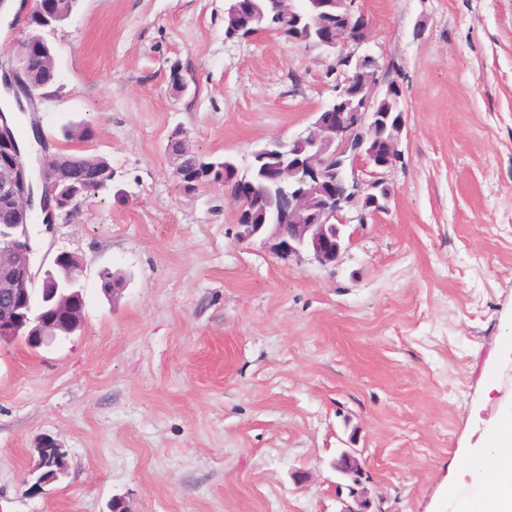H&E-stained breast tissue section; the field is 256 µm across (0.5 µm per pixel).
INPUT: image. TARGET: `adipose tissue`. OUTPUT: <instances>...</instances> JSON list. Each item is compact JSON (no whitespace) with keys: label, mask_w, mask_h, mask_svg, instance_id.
I'll use <instances>...</instances> for the list:
<instances>
[{"label":"adipose tissue","mask_w":512,"mask_h":512,"mask_svg":"<svg viewBox=\"0 0 512 512\" xmlns=\"http://www.w3.org/2000/svg\"><path fill=\"white\" fill-rule=\"evenodd\" d=\"M463 467L465 482L448 489L459 512H512V398L500 401Z\"/></svg>","instance_id":"obj_1"}]
</instances>
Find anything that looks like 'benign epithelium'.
Listing matches in <instances>:
<instances>
[{"label": "benign epithelium", "instance_id": "1", "mask_svg": "<svg viewBox=\"0 0 512 512\" xmlns=\"http://www.w3.org/2000/svg\"><path fill=\"white\" fill-rule=\"evenodd\" d=\"M26 20H31L36 9H41L42 20L49 26L56 21L52 0H22ZM235 11L246 27L242 38L247 39L261 31L281 34L250 14L240 11L235 0ZM356 0H316L320 7L345 8L347 16L336 25H314V45L329 52L348 45L360 46L369 38L371 26L367 16L355 7ZM44 39L20 42L15 49L0 54V79L4 90L13 94L21 111L33 112L37 101L44 98L30 81L25 60L34 53H49ZM347 62L344 79L336 85V96L331 104L316 113L307 132L291 141H269L254 155V162L264 165L270 182L279 191L281 221L276 224H240L238 238L242 242L261 239L270 242L285 259L307 253L322 266L336 265L345 246L343 227L347 220L341 215L344 208L356 210V220L363 224L370 217L387 211L388 202L379 201L374 191L385 183L383 174L400 159L399 145L406 126L405 112L397 113L395 134L380 141L374 149L375 132L380 125V114L375 111L377 97L394 93L383 74L387 66L376 63L370 55L354 57V53L338 55ZM35 143L40 147L36 158L19 147L13 119L0 111V166L7 172V182L0 185L14 203L16 223L0 229V345H10L25 333L38 330L40 319L28 316L31 312L29 283L41 279L51 283L50 268L45 262L35 263V250L29 230L33 211L44 207L46 199L56 202L46 209L47 224H52L55 212L64 211L57 203V185L48 173L50 155L45 140ZM371 168L370 179L359 177V165ZM215 183L224 186L236 206V219L247 212L253 190L246 180L239 178L237 166L230 173L220 175ZM337 472L348 477V496L353 504L341 512H369L365 492L359 489L361 464L355 449L343 451L334 464Z\"/></svg>", "mask_w": 512, "mask_h": 512}]
</instances>
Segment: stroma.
<instances>
[{
    "instance_id": "obj_1",
    "label": "stroma",
    "mask_w": 512,
    "mask_h": 512,
    "mask_svg": "<svg viewBox=\"0 0 512 512\" xmlns=\"http://www.w3.org/2000/svg\"><path fill=\"white\" fill-rule=\"evenodd\" d=\"M225 6L78 0L50 37L22 140L39 122L50 152L106 157L113 178L31 226L38 258L82 259L84 309L50 346H0V512H341L348 448L370 512H452L475 419L512 393V369L486 378L512 321V0H357L354 53L391 65L406 127L387 212L345 226L332 267L239 242L223 186H176L175 127L243 170L336 95L334 55L227 37ZM77 126L91 138L63 137ZM45 437L66 474L36 491ZM28 70L30 75L37 81L41 82L44 87H48L54 80L55 57L54 54L49 56H35L28 61Z\"/></svg>"
}]
</instances>
